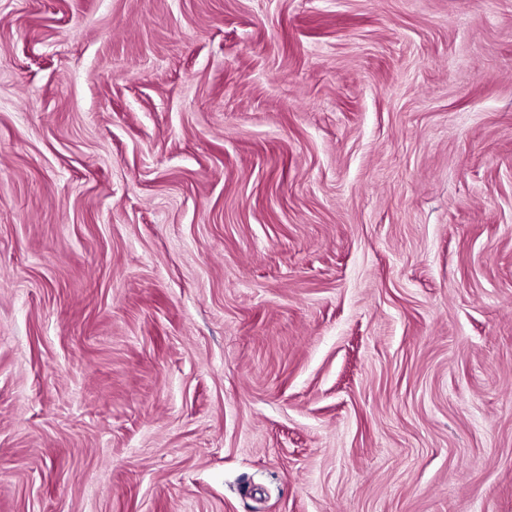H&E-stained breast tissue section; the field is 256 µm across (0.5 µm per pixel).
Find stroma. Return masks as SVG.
<instances>
[{
  "instance_id": "obj_1",
  "label": "stroma",
  "mask_w": 512,
  "mask_h": 512,
  "mask_svg": "<svg viewBox=\"0 0 512 512\" xmlns=\"http://www.w3.org/2000/svg\"><path fill=\"white\" fill-rule=\"evenodd\" d=\"M0 512H512V0H0Z\"/></svg>"
}]
</instances>
